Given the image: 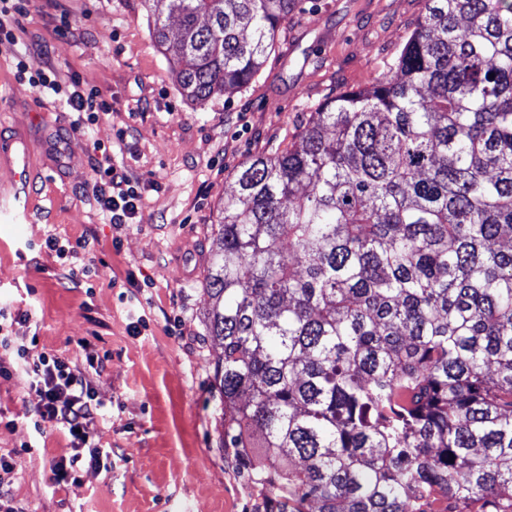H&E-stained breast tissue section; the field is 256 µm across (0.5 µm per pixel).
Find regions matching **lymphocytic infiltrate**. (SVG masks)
<instances>
[{
    "label": "lymphocytic infiltrate",
    "mask_w": 512,
    "mask_h": 512,
    "mask_svg": "<svg viewBox=\"0 0 512 512\" xmlns=\"http://www.w3.org/2000/svg\"><path fill=\"white\" fill-rule=\"evenodd\" d=\"M16 69L19 79L28 81L39 93L53 97L70 112L72 132H86L90 124L109 112L97 93L78 79L64 84L54 70L32 72L22 61L17 62ZM96 150L99 157L92 165L89 183L95 203L107 223L118 228L135 223L144 205L145 186L141 178L126 166L114 165L104 145H97ZM16 348L24 362L26 384L39 398L31 418L34 431L51 423L63 427L72 438L73 453L53 465V481L58 485L77 481L84 465H99L104 454L103 448L93 441V425L105 404L97 398L85 372L74 369L69 361L32 355L24 344Z\"/></svg>",
    "instance_id": "f902f5d3"
}]
</instances>
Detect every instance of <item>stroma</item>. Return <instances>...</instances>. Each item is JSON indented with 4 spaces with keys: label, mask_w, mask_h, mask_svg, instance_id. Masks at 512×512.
<instances>
[{
    "label": "stroma",
    "mask_w": 512,
    "mask_h": 512,
    "mask_svg": "<svg viewBox=\"0 0 512 512\" xmlns=\"http://www.w3.org/2000/svg\"><path fill=\"white\" fill-rule=\"evenodd\" d=\"M64 6L76 21L64 35L47 0H31L21 17L23 43L49 46L26 54L28 69L80 78L110 112L86 134L72 133L68 112L19 81L13 56L0 53V121L23 142L35 187L32 223H0V334L36 340V353L86 371L106 405L94 433L111 454L77 482L55 485L51 468L71 455V438L50 424L34 433L38 398L15 351L0 348L10 495L24 512H277L222 445L213 386L220 349L206 337L204 283L218 210L243 163L297 143L315 108L390 70L425 2L298 0L257 76L202 104L183 96L143 0ZM99 142L114 164L156 182L140 223H104L85 192ZM50 234L72 244L87 236L94 246L62 259L42 246ZM78 269L83 284L69 287ZM138 307L149 324L136 335L129 325ZM90 354L105 358L102 372L89 370Z\"/></svg>",
    "instance_id": "obj_1"
}]
</instances>
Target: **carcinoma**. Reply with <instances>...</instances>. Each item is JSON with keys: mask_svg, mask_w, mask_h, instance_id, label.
<instances>
[{"mask_svg": "<svg viewBox=\"0 0 512 512\" xmlns=\"http://www.w3.org/2000/svg\"><path fill=\"white\" fill-rule=\"evenodd\" d=\"M147 2L198 103L296 7ZM214 241L222 447L280 512H512V0H425L395 71L240 167Z\"/></svg>", "mask_w": 512, "mask_h": 512, "instance_id": "1", "label": "carcinoma"}]
</instances>
